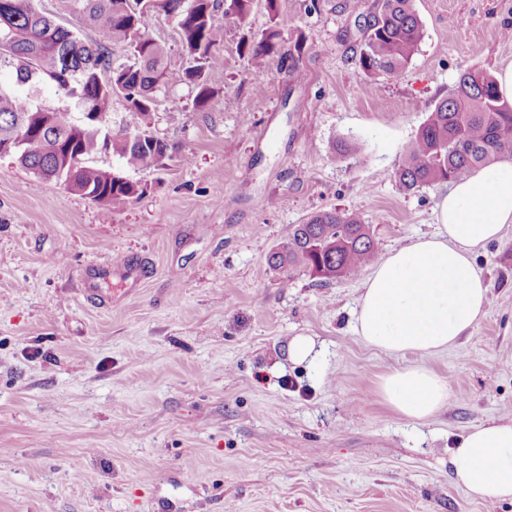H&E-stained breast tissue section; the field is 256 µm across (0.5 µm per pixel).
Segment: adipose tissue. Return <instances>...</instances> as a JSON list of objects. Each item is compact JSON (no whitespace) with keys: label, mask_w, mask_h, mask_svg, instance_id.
Listing matches in <instances>:
<instances>
[{"label":"adipose tissue","mask_w":512,"mask_h":512,"mask_svg":"<svg viewBox=\"0 0 512 512\" xmlns=\"http://www.w3.org/2000/svg\"><path fill=\"white\" fill-rule=\"evenodd\" d=\"M512 224V162L487 165L450 183L436 229L380 258L364 280L352 329L389 354L455 347L485 315L489 286L475 256ZM402 417L422 421L448 403L447 385L424 366H408L381 384ZM455 481L471 495L512 499V421L490 420L458 437L449 456Z\"/></svg>","instance_id":"1"}]
</instances>
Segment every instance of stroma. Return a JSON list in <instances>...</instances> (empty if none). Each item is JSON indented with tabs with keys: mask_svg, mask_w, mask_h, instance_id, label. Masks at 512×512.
Instances as JSON below:
<instances>
[{
	"mask_svg": "<svg viewBox=\"0 0 512 512\" xmlns=\"http://www.w3.org/2000/svg\"><path fill=\"white\" fill-rule=\"evenodd\" d=\"M423 37L371 92L354 0H279L286 46L251 69L269 26L219 22L213 96L197 107L174 18L149 119L162 169H124L143 193L110 206L0 157V512H512L453 480L449 448L512 419V225L479 250L487 314L456 349L389 355L355 336L362 277L322 284L267 258L290 225L338 209L379 254L435 229L436 183L393 178L406 145L466 69L512 64V0H415ZM348 140L352 152L336 157ZM312 337L310 362L288 360ZM422 363L450 400L408 421L382 380ZM287 356L293 363H303L316 356L315 343L309 336H294L287 344Z\"/></svg>",
	"mask_w": 512,
	"mask_h": 512,
	"instance_id": "obj_1",
	"label": "stroma"
}]
</instances>
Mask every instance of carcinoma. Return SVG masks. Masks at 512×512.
<instances>
[{
  "label": "carcinoma",
  "instance_id": "carcinoma-1",
  "mask_svg": "<svg viewBox=\"0 0 512 512\" xmlns=\"http://www.w3.org/2000/svg\"><path fill=\"white\" fill-rule=\"evenodd\" d=\"M65 2L96 30L95 45L45 15L36 0H0V65H12L16 72L15 85L0 84V151L41 178L110 206L141 195L143 187L92 164L95 155L110 147L134 170H158L168 156V144L147 126L157 92L166 84L169 59L167 44L148 35L150 22L159 15L176 19L188 63L185 79L201 107L212 97L209 72L224 64L213 51L217 0ZM278 2L266 0L270 27L248 47V61L258 71L280 49ZM252 4L253 0H224V19L246 26ZM422 35L413 0H378L376 12L362 29L359 50V64L371 79V88L379 89L382 81L409 66ZM112 41L127 44L126 61L112 62L105 48ZM42 81L74 99L86 122L53 119L31 106L19 87ZM115 97L124 100L127 115L125 125L112 133L109 109ZM424 111L428 116L394 172L401 190L415 192L512 159V103L500 94L490 74L465 70L448 96ZM21 133L28 140L23 150L16 147ZM376 251L370 225L359 215L326 210L290 225L268 263L276 270H303L327 284L357 275Z\"/></svg>",
  "mask_w": 512,
  "mask_h": 512
}]
</instances>
